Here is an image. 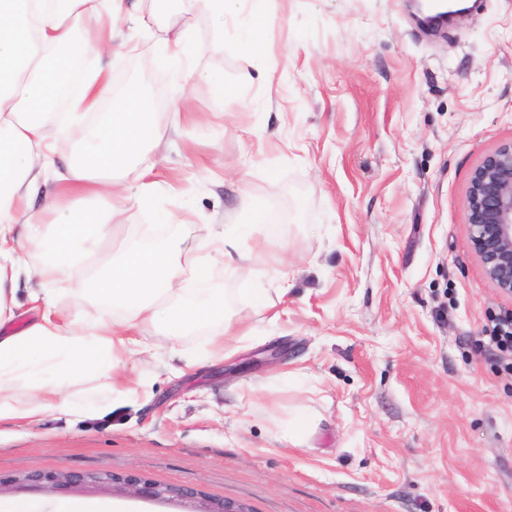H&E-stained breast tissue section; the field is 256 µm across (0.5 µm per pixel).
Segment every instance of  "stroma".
Wrapping results in <instances>:
<instances>
[{"mask_svg": "<svg viewBox=\"0 0 512 512\" xmlns=\"http://www.w3.org/2000/svg\"><path fill=\"white\" fill-rule=\"evenodd\" d=\"M263 55L205 7L165 0L201 79L184 85L148 30L115 46L109 85L64 153L138 92L162 139L111 249L171 215L183 248L209 224H246L242 198L280 232H254L213 287L269 291L234 304L224 360L203 331L150 336L151 364L104 409L0 420V499L55 512L68 498L118 512H512V370L489 343L512 310L466 223L474 169L512 142V0H472L437 33L408 0H268ZM154 68L142 82L146 61ZM223 77L227 92L210 82ZM292 284L277 296L280 276ZM306 421L300 445L284 438ZM110 472L172 489L154 502L110 487L47 489L33 468ZM189 497H180V490Z\"/></svg>", "mask_w": 512, "mask_h": 512, "instance_id": "stroma-1", "label": "stroma"}]
</instances>
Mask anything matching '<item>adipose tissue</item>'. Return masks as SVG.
<instances>
[{
	"label": "adipose tissue",
	"instance_id": "1",
	"mask_svg": "<svg viewBox=\"0 0 512 512\" xmlns=\"http://www.w3.org/2000/svg\"><path fill=\"white\" fill-rule=\"evenodd\" d=\"M180 2L187 12L202 3L217 19L237 20L240 46L261 53L267 0ZM103 10L145 22L142 0H0V419L31 424L57 410L84 414L96 408L80 383H111L124 359L150 356L147 337L158 330L177 335L204 329L206 355L220 358L231 300L225 290L209 287L208 257L220 255L225 270H233L245 257L242 242L252 227L278 231L256 209L251 224L208 225L181 263L175 260L179 242L162 233L128 246L117 263L102 251L113 221L136 198L116 192L101 209L95 200L103 186L143 183L153 169L145 153L160 137L150 111L127 97L113 106L62 184L48 182L61 138L97 107L107 81L106 68L87 73L67 111H59L58 79L82 52L77 29L101 50L112 47V34L95 24ZM31 251L44 257L34 269L26 261ZM65 274L98 301L96 317L56 304L52 286ZM22 303L34 317L16 330L12 323Z\"/></svg>",
	"mask_w": 512,
	"mask_h": 512
}]
</instances>
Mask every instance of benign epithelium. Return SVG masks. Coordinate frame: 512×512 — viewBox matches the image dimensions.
I'll return each mask as SVG.
<instances>
[{
    "label": "benign epithelium",
    "mask_w": 512,
    "mask_h": 512,
    "mask_svg": "<svg viewBox=\"0 0 512 512\" xmlns=\"http://www.w3.org/2000/svg\"><path fill=\"white\" fill-rule=\"evenodd\" d=\"M467 224L474 251L487 275L503 292L512 294V143L485 157L474 170L467 190ZM23 480L45 483L52 488L76 483L121 482L134 495L155 500L172 493L171 489L151 481L130 477L120 480L111 474L80 476L35 468ZM200 512L251 510L241 502L212 499Z\"/></svg>",
    "instance_id": "obj_1"
}]
</instances>
